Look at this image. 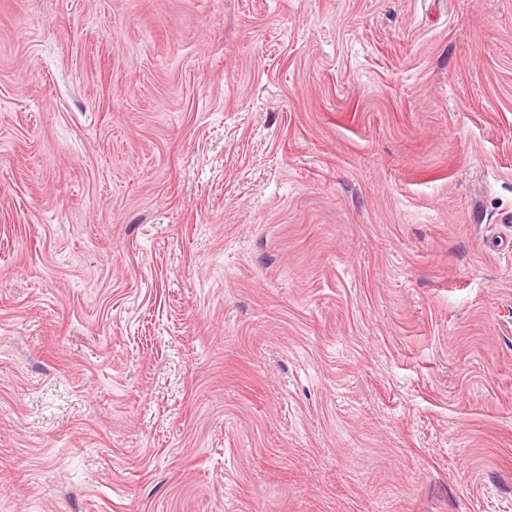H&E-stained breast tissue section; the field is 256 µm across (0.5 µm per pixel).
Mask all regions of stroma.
<instances>
[{
    "instance_id": "1",
    "label": "stroma",
    "mask_w": 512,
    "mask_h": 512,
    "mask_svg": "<svg viewBox=\"0 0 512 512\" xmlns=\"http://www.w3.org/2000/svg\"><path fill=\"white\" fill-rule=\"evenodd\" d=\"M0 512H512V0H0Z\"/></svg>"
}]
</instances>
